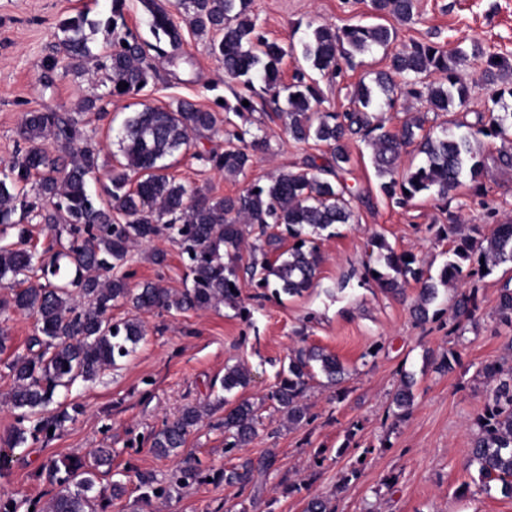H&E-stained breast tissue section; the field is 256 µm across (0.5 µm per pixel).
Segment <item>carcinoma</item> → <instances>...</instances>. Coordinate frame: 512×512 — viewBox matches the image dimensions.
Instances as JSON below:
<instances>
[{
	"instance_id": "cac0c4a2",
	"label": "carcinoma",
	"mask_w": 512,
	"mask_h": 512,
	"mask_svg": "<svg viewBox=\"0 0 512 512\" xmlns=\"http://www.w3.org/2000/svg\"><path fill=\"white\" fill-rule=\"evenodd\" d=\"M151 16L156 43H142L125 28V0H112V17L101 23L88 19L85 12L64 20L59 29L60 52L80 67L92 57L91 35L100 26L112 31V50L101 56L97 69L109 81L107 96H128L146 87L155 77L150 52L174 59L183 47L181 27L158 0H141ZM379 15H392L402 22L412 19L414 0H370ZM192 32L206 39L209 53L224 63V72L233 79H244L252 87L259 78L263 89L279 98L286 93L285 118L288 134L298 143L311 140L331 148V161L316 167L318 174L281 172L268 183L250 184L235 197L214 198L198 195L168 175L166 160L190 143L201 131H214L215 113L186 101L176 107L144 106L129 116L119 135L122 161L111 176L112 191L105 201L96 200L88 182L99 169L100 149L90 139L78 140L79 120L71 112H27L21 134L26 143L22 156L0 170V236L16 238L0 244V288L10 298L0 308L35 317L34 334L27 352L17 353L7 363L12 385L0 403L17 412L18 426L0 444L17 448L31 438L52 439L49 431L59 432L72 420L67 406L57 401V390L76 381L95 382L104 372L128 357L146 335L144 322L137 316L112 321V307L131 305L136 311H188L218 304L241 306L242 281L258 288H270L279 296L300 295L313 287L321 260L318 241L322 232L335 224H348L353 217L350 188L340 172L349 163L346 137L358 135L372 146L373 164L382 179L383 194L405 204L417 195L434 191L442 197L468 175L476 179L482 169L476 160L471 140L475 135L505 138L512 129V87L492 93L493 108L477 115L475 124L458 133L448 129L435 134L425 128V116H407L400 129H385L375 112L392 108L397 93L426 98L435 110L448 111L454 102H464L469 87L458 72L468 58L482 60L489 81L512 73V54L491 53L474 42L466 49L452 50L433 43L413 42L389 57V71H381L374 85L360 82L343 112H317L320 102L317 84L298 69L292 82L281 83L280 65L287 51L266 39L250 17L249 0H178ZM395 33L385 25H351L341 30L319 25L309 28L301 41V55L318 70L339 73L341 64L352 65L354 54L372 52L388 46ZM402 77V87L393 83L390 73ZM441 74L444 81L429 80ZM126 83L128 87L121 89ZM252 139H247V136ZM54 139L71 150L70 157H53L45 147ZM416 145L425 161L399 171L402 150ZM266 139L251 135L248 129L227 132V148L194 154L205 167L230 176L245 173L252 153L268 149ZM39 175L35 196L21 192L33 175ZM40 211L48 227L57 229L63 219L68 242L45 262L38 259L30 244L26 225L12 221L17 210ZM123 221H118V217ZM257 227L256 242L243 261L242 225ZM284 228L295 244L270 260L278 249ZM166 234L180 242L187 257L192 286L182 291L167 288L162 281L130 287L122 272L130 249L137 243ZM437 235L454 243L439 280L424 277L416 257L398 255L379 237L367 243L369 254L376 255L387 271L375 267L373 280L380 287L399 293L413 280L419 284L412 311L420 322L435 319L433 309L438 285H461L469 278H484L502 266L512 265V222L497 224L488 233L472 227L462 234L460 215L448 213V223L439 225ZM478 306L474 293L457 291L452 306L453 331L464 335L474 321ZM495 316L500 324L512 328V289L502 288ZM323 376L327 384L339 385L345 369L335 356L318 347H300L292 352L288 365L278 373V382L268 394L288 424L299 426L310 420L305 402L310 382ZM490 396L475 421L477 434L469 450V463L478 467L482 488L498 489L512 497V366L491 364L484 370ZM252 381L250 369L236 363L224 367L221 388L229 393L245 389ZM414 378L404 374L391 397L393 416L407 418L414 405ZM224 410V447L242 448L257 435L260 418L247 398L229 403L218 396L205 404H188L180 415L165 421L151 433L150 448L161 458L177 454L184 447L191 429L214 411ZM112 450L99 448L93 461L79 458H51L41 466L49 484L59 490L49 500H25L33 512H96V497L90 495L99 468L111 465ZM276 456L266 452L259 460L244 459L221 478L228 485L245 489L257 485L273 469ZM140 486L159 499L172 488L187 486L202 479L196 466L185 463L173 469L163 481L151 472H139Z\"/></svg>"
}]
</instances>
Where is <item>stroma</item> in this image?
Wrapping results in <instances>:
<instances>
[{
    "label": "stroma",
    "mask_w": 512,
    "mask_h": 512,
    "mask_svg": "<svg viewBox=\"0 0 512 512\" xmlns=\"http://www.w3.org/2000/svg\"><path fill=\"white\" fill-rule=\"evenodd\" d=\"M80 11L89 19L106 20L112 0H0V164L9 163L24 145L20 125L25 113L74 112L82 135L100 148L91 188L102 196L121 158L117 134L132 112L188 100L219 113L222 100L244 88L225 75L205 41L187 29L182 60L154 58L157 79L138 94L108 97L106 115L98 117L83 108L85 99L107 91L93 74V62H85L79 72L55 51L60 21ZM250 14L269 40L288 48L282 64L286 84L299 66L298 47L309 26L375 21L370 0H251ZM382 22L396 30L397 49L414 40L451 49L458 41L475 39L485 49L512 52V0H415L411 21L388 15ZM388 64L387 51L379 49L357 55L354 67L337 77L311 70L321 90L319 111H344L354 87L371 81ZM460 72L469 86L464 105L433 112L426 100L401 97L380 115L386 129L398 130L406 114L416 112L425 113L428 127L437 131L475 122L490 107L493 89L511 84L504 78L487 84L482 65L472 61L462 63ZM253 103V111L233 122L266 137L269 149L256 154L246 174L229 176L195 159V152L226 145L223 132L204 131L170 158L169 172L176 181L211 197H233L252 182L327 163L325 143H298L288 136L271 95L257 92ZM348 146L344 178L355 193L354 217L320 240L322 262L314 286L295 297L244 286V316L224 305L140 315L130 305L117 304L113 319L141 316L144 339L101 379L60 390L61 401L80 405V413L54 439L9 451L8 465L0 469V495L20 502L50 495L41 474L47 459L86 457L108 448L111 471L123 475L126 484L125 494L113 500L108 512H266L270 500L276 512H304L313 495L332 497L336 512H512V498L482 491L476 469L467 464L473 422L489 395L483 371L511 352L512 329L497 321L494 308L501 288L512 279V268L504 265L480 281H466V288L477 291L479 311L461 337L449 332L452 294L447 288H440L435 304L439 317L423 324L411 313L415 282L394 295L366 275V242L372 236L382 237L395 253L415 255L425 273L436 277L452 243L438 239L434 228L447 223L449 212H460L464 227L486 231L512 221V166L501 160L502 154H512V140L477 136L474 146L483 164L478 180L463 179L447 198L428 192L402 206L380 192L367 144L354 138ZM479 183L484 186L480 193L475 190ZM157 251L165 253L164 265L153 263ZM126 271L134 287L157 279L174 290L191 284L180 245L167 238L135 247ZM0 326L10 335L7 352L0 354L1 393L12 383L6 364L14 353L25 352L34 319L8 308L0 310ZM302 346L336 354L348 376L337 389L314 386L308 400L311 422L291 427L267 395L289 355ZM449 353L457 358L453 370L438 371V362ZM238 361L252 371L242 395L255 403L261 417L256 439L247 447L225 450L218 412L191 430L179 455L155 456L151 431L184 405L213 399L225 365ZM405 372L415 379V402L411 415L398 422L390 398ZM340 389L345 392L341 398L336 395ZM269 451L276 465L257 487L242 491L215 480L219 470ZM319 453L325 460L318 468L314 460ZM185 458L200 461L204 481L172 490L165 500L145 499L136 472L161 478ZM353 469L358 472L354 478L349 475ZM291 483L296 491H288Z\"/></svg>",
    "instance_id": "35a3bbf8"
}]
</instances>
